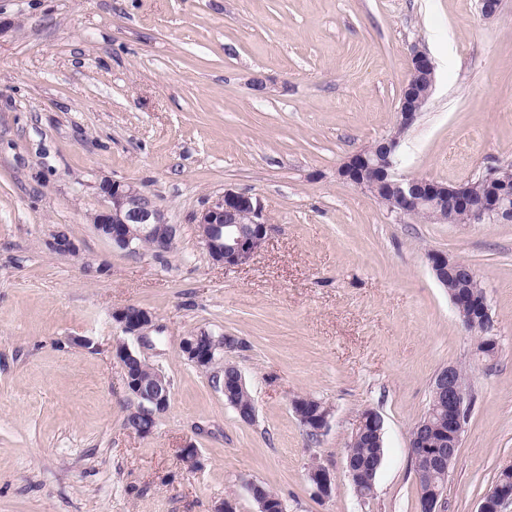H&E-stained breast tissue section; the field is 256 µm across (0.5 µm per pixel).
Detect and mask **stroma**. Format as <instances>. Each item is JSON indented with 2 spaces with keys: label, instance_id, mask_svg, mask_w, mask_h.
<instances>
[{
  "label": "stroma",
  "instance_id": "1",
  "mask_svg": "<svg viewBox=\"0 0 512 512\" xmlns=\"http://www.w3.org/2000/svg\"><path fill=\"white\" fill-rule=\"evenodd\" d=\"M415 45L436 84L402 172L460 184L512 165V0L492 20L478 0H0V512H258L252 482L287 512H420L410 433L448 365L473 404L446 512H477L512 467V224L400 217L336 177L391 131ZM105 178L155 198L178 228L169 253L96 232ZM228 188L270 225L237 268L190 222ZM63 227L78 255L51 249ZM432 251L476 269L493 358L475 356ZM126 305L154 313L129 344L172 385L146 437L124 425ZM200 332L235 339L224 360L253 421L182 353ZM304 395L331 411L317 440L291 408ZM368 409L384 456L365 503L344 459ZM314 464L336 478L328 499ZM308 480L318 497L325 499L331 496L335 480L325 468L320 465L311 466L308 470Z\"/></svg>",
  "mask_w": 512,
  "mask_h": 512
}]
</instances>
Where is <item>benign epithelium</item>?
I'll return each mask as SVG.
<instances>
[{
  "label": "benign epithelium",
  "mask_w": 512,
  "mask_h": 512,
  "mask_svg": "<svg viewBox=\"0 0 512 512\" xmlns=\"http://www.w3.org/2000/svg\"><path fill=\"white\" fill-rule=\"evenodd\" d=\"M436 83L435 65L429 53L411 48L408 76L402 88L393 129L367 147L347 155L336 169V177L355 188L368 192L388 211L417 218L422 214L432 223H446L457 211L464 212L471 224H512V181L501 176L500 168H491L475 180L451 185L424 177L407 176L400 170L402 137L420 118ZM98 194L104 206L91 216L97 233L112 246L137 254L145 241L154 243L155 253L164 252L168 238L176 234L175 225L168 222L154 198L132 182L103 179ZM197 225L199 237L210 259L225 267H240L250 263L262 251L269 225L260 199L233 189L207 203L191 219ZM54 251L75 255L79 248L68 234L57 233L51 242ZM430 269L438 283L448 290L462 323L469 329L484 332L477 343L479 355L492 357L498 351L496 339L486 335L491 330V316L486 299L468 295L467 288L478 279L474 268L466 261L446 252L428 253ZM112 320L123 335L144 338L151 327L154 314L136 305L112 311ZM187 360L201 369L214 364L213 337L202 332L188 336L181 343ZM125 373L126 387L131 399L140 406V415L147 425L144 435L153 433L158 418L170 405L171 385L163 377L152 381L135 376L134 369L142 361L140 354L127 343L115 349ZM433 395L438 407L448 410V424L420 420L412 429L410 448H417L427 459L428 467L447 470L454 462L462 441L464 415L469 406L467 392L460 380L458 367L441 368L433 379ZM330 412L323 409L314 419L301 417L306 431L322 436L329 426ZM356 433L380 443L382 421L373 411L362 413ZM380 458L362 461L347 458L348 475L370 485ZM308 480L317 496H331L335 480L320 465L308 470ZM421 512H444L447 485L435 486L427 481L426 473L417 477ZM248 490L258 504V512H286L281 498H271L255 483ZM512 506V496L497 489L494 496L479 505L478 512H506Z\"/></svg>",
  "instance_id": "benign-epithelium-1"
}]
</instances>
